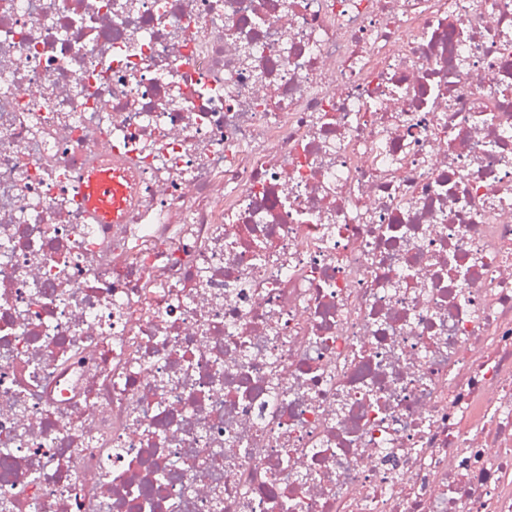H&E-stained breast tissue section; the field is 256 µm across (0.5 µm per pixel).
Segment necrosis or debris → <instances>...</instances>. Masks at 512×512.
<instances>
[{
    "label": "necrosis or debris",
    "instance_id": "1",
    "mask_svg": "<svg viewBox=\"0 0 512 512\" xmlns=\"http://www.w3.org/2000/svg\"><path fill=\"white\" fill-rule=\"evenodd\" d=\"M101 2L0 0V512H512V0ZM83 192L103 223L111 224L122 219L128 205L129 188L120 172L91 173L83 185Z\"/></svg>",
    "mask_w": 512,
    "mask_h": 512
}]
</instances>
